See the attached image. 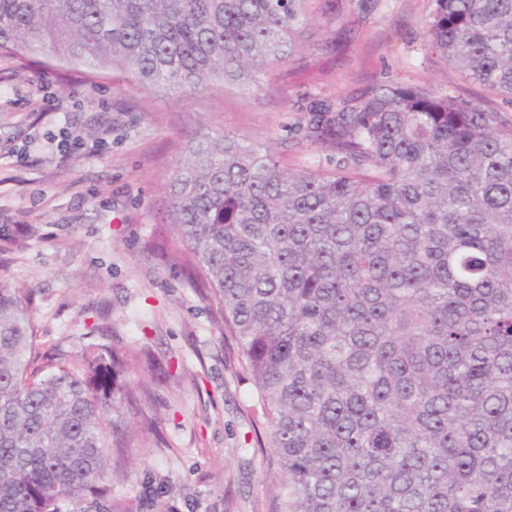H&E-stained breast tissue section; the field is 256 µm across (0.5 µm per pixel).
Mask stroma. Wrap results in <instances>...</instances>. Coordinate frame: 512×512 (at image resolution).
<instances>
[{
    "label": "stroma",
    "mask_w": 512,
    "mask_h": 512,
    "mask_svg": "<svg viewBox=\"0 0 512 512\" xmlns=\"http://www.w3.org/2000/svg\"><path fill=\"white\" fill-rule=\"evenodd\" d=\"M435 0H315L302 46L232 88L138 91L120 73L0 56V226H39L0 254V275L35 293L46 355L76 352L92 327L137 353L122 379L119 425L148 419L112 498L134 512H268L269 433L216 304L163 261L152 241L167 177L201 135L228 134L288 167L313 169L328 149L304 128L310 100L352 99L408 84L485 98L512 127V103L432 54Z\"/></svg>",
    "instance_id": "1"
}]
</instances>
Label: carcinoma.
Here are the masks:
<instances>
[{
	"label": "carcinoma",
	"mask_w": 512,
	"mask_h": 512,
	"mask_svg": "<svg viewBox=\"0 0 512 512\" xmlns=\"http://www.w3.org/2000/svg\"><path fill=\"white\" fill-rule=\"evenodd\" d=\"M313 0H0V55L136 88L249 87ZM427 48L512 99V0H435ZM334 155L234 137L171 172L161 256L217 300L264 406L271 512H512V130L419 86L311 101ZM34 295L0 279V512H133L105 484L115 380L91 342L34 365Z\"/></svg>",
	"instance_id": "1"
}]
</instances>
